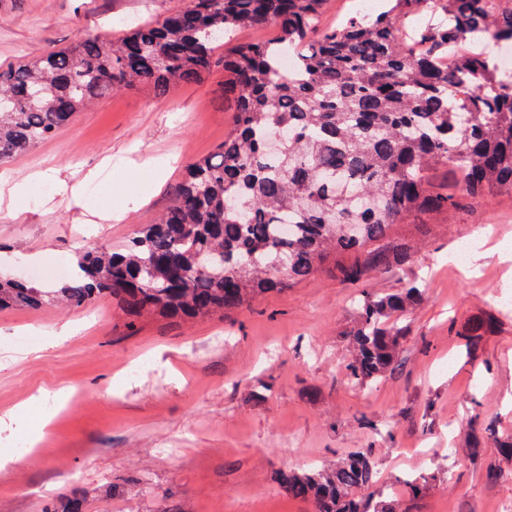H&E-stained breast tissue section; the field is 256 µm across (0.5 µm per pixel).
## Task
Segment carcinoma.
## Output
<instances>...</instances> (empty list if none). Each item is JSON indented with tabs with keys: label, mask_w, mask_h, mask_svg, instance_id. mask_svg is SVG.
<instances>
[{
	"label": "carcinoma",
	"mask_w": 512,
	"mask_h": 512,
	"mask_svg": "<svg viewBox=\"0 0 512 512\" xmlns=\"http://www.w3.org/2000/svg\"><path fill=\"white\" fill-rule=\"evenodd\" d=\"M328 0H190L187 8L112 40L86 39L0 69V163L53 138L100 98L147 85L162 97L201 80L216 45L238 30L272 26L277 37L224 56L221 99L232 127L212 155L194 161L171 205L119 251L79 255L78 272L57 288L0 279V310L81 307L116 301L135 321L146 314L192 320L238 310L314 275L330 255L342 282L361 286L347 335V379L371 388L404 353L398 319L424 300L414 283L391 292L364 287L375 271L404 270L409 239L392 229L451 216L465 204L512 196V71L492 54L448 51L472 35L512 44V0H384L370 14L319 29ZM294 52L279 73L281 50ZM282 137L269 154L265 142ZM460 179L439 191L429 171ZM288 225V235L282 226ZM497 309L456 331L481 359ZM487 448L497 457L485 458ZM457 455L488 484L512 481V435L475 421ZM448 457L403 480L404 495L376 486L378 462L357 448L320 465L291 467L273 480L315 512H407L405 500L436 491ZM80 492L45 512H84Z\"/></svg>",
	"instance_id": "obj_1"
}]
</instances>
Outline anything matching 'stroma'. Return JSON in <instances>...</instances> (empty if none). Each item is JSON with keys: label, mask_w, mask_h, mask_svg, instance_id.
I'll return each instance as SVG.
<instances>
[{"label": "stroma", "mask_w": 512, "mask_h": 512, "mask_svg": "<svg viewBox=\"0 0 512 512\" xmlns=\"http://www.w3.org/2000/svg\"><path fill=\"white\" fill-rule=\"evenodd\" d=\"M188 4L0 0V68L119 37ZM223 84L218 62L162 98L147 86L111 94L0 164V183L30 182L21 209L0 206V270L56 284L86 247L119 249L157 222L187 166L214 153L231 129ZM151 159L171 163L162 184L144 174L132 187L120 179ZM99 198L110 209L126 205L125 218L93 221ZM475 224L511 246L512 197L462 208L424 236L398 226L414 244V262L374 274L368 286L390 290L415 278L425 300L406 319L404 359L371 389L344 376L358 290L327 264L247 307L187 323L149 317L131 325L108 300L0 311V512H41L75 484L88 494V512H314L285 495L273 472L370 448L381 486L397 492L427 468L429 454L447 453L475 415L512 434V317L488 339L484 363H468L455 337L479 310L512 301V262L495 253L468 269L455 263ZM35 252L36 263L28 259ZM428 409L434 419L425 428ZM47 416L43 444H32ZM364 416L379 432L361 425ZM509 500L511 483L487 488L469 462L455 459L440 489L409 509L499 512Z\"/></svg>", "instance_id": "35a3bbf8"}]
</instances>
